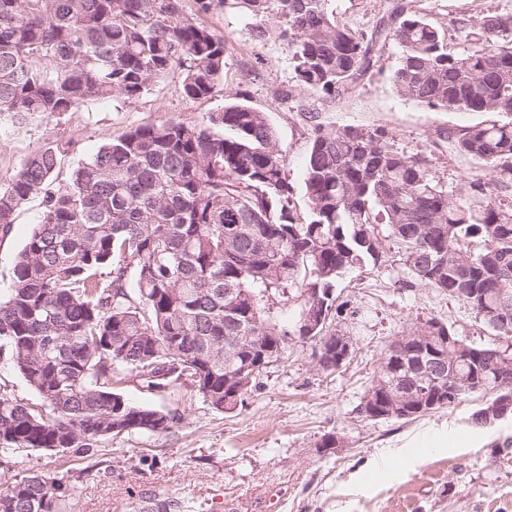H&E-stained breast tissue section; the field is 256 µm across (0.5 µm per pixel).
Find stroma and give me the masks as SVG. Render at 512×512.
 <instances>
[{
	"instance_id": "stroma-1",
	"label": "stroma",
	"mask_w": 512,
	"mask_h": 512,
	"mask_svg": "<svg viewBox=\"0 0 512 512\" xmlns=\"http://www.w3.org/2000/svg\"><path fill=\"white\" fill-rule=\"evenodd\" d=\"M415 9L447 29L448 47L467 49L453 29L460 17L479 21L512 14V0H415ZM226 40L222 85L206 99H188L171 75L136 103L120 98L85 104L0 136V184L8 183L38 148L65 143L58 182L109 138L143 124L198 122L224 105L225 93H242L267 113L295 188L293 209L305 212L304 160L314 123L381 128L399 151L432 159L438 177L456 186L491 172L455 153L438 136L481 121L471 112H438L400 96L390 74L399 49L377 45L381 73L349 96L329 101L294 91L291 53L280 42L256 43L246 19L218 9L204 18ZM42 211L34 198L0 234V294H6L18 252ZM399 266L347 275L336 288L342 311L332 322L352 336L354 349L334 373L315 365L314 347L289 343L232 413L211 408L189 379L164 392L135 381L118 385L131 403L174 415L172 429L113 436L86 454L0 449V489L13 476L51 474L65 491V512H142L146 498L169 512H512V422L472 424L470 398L413 421H373L360 404L388 345L429 319L447 324L475 346L494 343L492 331L458 299L424 286L409 287ZM449 430L458 444L432 450L411 447L424 431ZM337 438L326 451L325 437Z\"/></svg>"
}]
</instances>
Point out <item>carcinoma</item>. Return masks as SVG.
<instances>
[{"label": "carcinoma", "instance_id": "obj_1", "mask_svg": "<svg viewBox=\"0 0 512 512\" xmlns=\"http://www.w3.org/2000/svg\"><path fill=\"white\" fill-rule=\"evenodd\" d=\"M0 0V134L90 101L134 103L178 73L184 97H210L224 76V37L200 16L216 8L255 21L252 37L285 43L296 87L339 100L375 73L376 42L400 48L391 81L404 98L493 116L448 135L453 151L492 173L450 189L429 162L400 153L383 129L313 124L305 158L307 210L292 213L287 159L265 112L239 95L198 123L132 127L55 183L67 145L37 150L0 186V231L41 196L43 209L0 297V349L42 400L0 397V447L95 448L119 434H155L175 417L113 391L116 371L151 391L191 378L212 408L231 413L258 376L314 321L340 311L327 291L349 271L400 265L407 285L434 288L477 316L502 309L494 336L512 339V15H486L467 51L413 9L384 0L370 34L336 20L331 0ZM508 193L503 200L489 185ZM319 290L318 305L303 299ZM405 355L384 352L363 411L385 388L419 382L421 363L454 359L459 390L512 394V366L490 364L431 319ZM60 479L17 476L0 512H64Z\"/></svg>", "mask_w": 512, "mask_h": 512}]
</instances>
